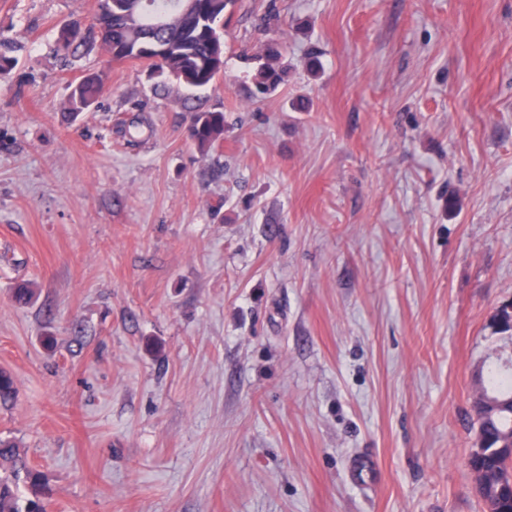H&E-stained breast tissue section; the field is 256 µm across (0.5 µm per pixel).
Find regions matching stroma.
Returning <instances> with one entry per match:
<instances>
[{
  "instance_id": "1",
  "label": "stroma",
  "mask_w": 512,
  "mask_h": 512,
  "mask_svg": "<svg viewBox=\"0 0 512 512\" xmlns=\"http://www.w3.org/2000/svg\"><path fill=\"white\" fill-rule=\"evenodd\" d=\"M95 3L0 0L20 47L0 439L53 512H485L468 455L474 376L512 357L492 322L512 302V0H238L224 74L194 93L65 59L60 26ZM271 37L287 83L254 106L242 53ZM92 72L107 91L70 119ZM193 106L225 116L205 157Z\"/></svg>"
}]
</instances>
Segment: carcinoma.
Masks as SVG:
<instances>
[{
    "mask_svg": "<svg viewBox=\"0 0 512 512\" xmlns=\"http://www.w3.org/2000/svg\"><path fill=\"white\" fill-rule=\"evenodd\" d=\"M129 0H97V10L87 26L78 23L60 28L59 42L65 56L77 57L86 48L99 44L113 61L145 63L158 78L176 73L185 77L179 85L206 89L224 74V61L215 58L217 45L224 42V16L237 0H196V9L183 15L174 8L176 0H151L139 15L129 12ZM287 51L285 42L271 38L264 41L251 60L256 63L248 87V97L256 104L264 102L284 84L288 68L282 64ZM16 46L0 33V77L10 73L18 62ZM106 89L102 77L88 76L72 86L68 110L74 115L88 112ZM188 137L203 155L224 142V112H193ZM485 393L499 399H512V364L495 361L480 376ZM475 424L487 434L493 447L478 456L486 467L480 483L474 485L481 501L498 497L497 503L512 509L507 491L497 492L496 479L512 472V446L500 442V435L512 434V407L497 411L487 419L474 415ZM0 461L11 462L9 474L0 476V512H47L49 503L42 498L19 503L17 485L23 480L40 485V475L28 461L16 454L7 442H0Z\"/></svg>",
    "mask_w": 512,
    "mask_h": 512,
    "instance_id": "cac0c4a2",
    "label": "carcinoma"
}]
</instances>
